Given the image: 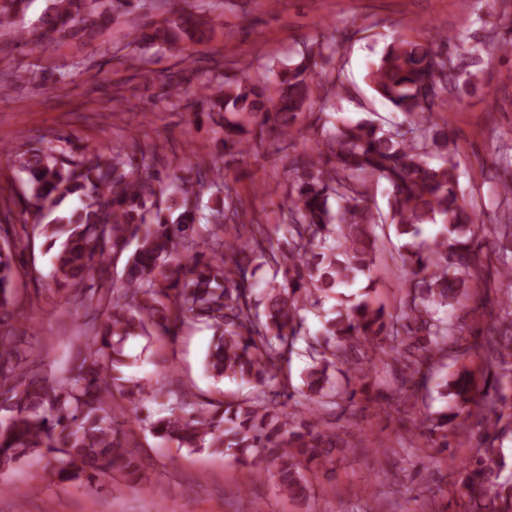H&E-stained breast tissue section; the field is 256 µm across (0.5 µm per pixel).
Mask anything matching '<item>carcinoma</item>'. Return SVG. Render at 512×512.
<instances>
[{"label": "carcinoma", "instance_id": "carcinoma-1", "mask_svg": "<svg viewBox=\"0 0 512 512\" xmlns=\"http://www.w3.org/2000/svg\"><path fill=\"white\" fill-rule=\"evenodd\" d=\"M140 0H48L37 24L17 18L28 0H0V28L14 30L20 44L52 41L87 30L83 23L138 7ZM181 15L154 23L152 32L128 33L127 46L172 49L184 30ZM467 36L445 33L440 44L396 38L366 75L369 87L393 110L381 121L340 120L322 127L321 138L302 166L288 170L274 239L265 224H238L240 201L223 183L217 165L187 161L195 177L173 178L169 194L155 189L159 178L133 155L110 159L87 148H60L52 141L10 151L25 174L29 206L46 222L32 236L54 251L52 278L85 308L105 318L77 337L78 361L65 375L49 380L21 364V340L0 333V471L8 472L35 454L48 452L50 479L59 483L121 473L134 486L150 483L118 416L139 417L149 393L119 383L123 346L134 337L174 339L183 327L201 323L212 330L206 370L215 378L252 386L249 397L215 405L170 393L166 414L143 419L163 444L189 451L230 454L255 474L270 473L291 500L304 496L305 464L330 459L343 439L322 414L337 399L356 391L336 389V373L367 374L361 347L392 335L390 352L418 369L447 348L451 334L441 309L456 308L475 279L484 236L483 211L460 192L457 148L448 120L436 115L460 102L458 78L465 71L448 55ZM295 67H276L261 57L239 76L213 84L203 77L195 95L199 123L224 127V150L231 156L275 133L287 137L305 124L322 62L337 53L338 41L317 44ZM389 188L387 211L371 206L366 182ZM208 201H203V198ZM393 228L407 268L401 315L391 324L385 307L367 294L344 293L372 281L376 263L375 228ZM436 225L429 240L422 227ZM500 252L512 253V214L495 225ZM0 325L20 316L13 295L16 254L22 239L12 224L0 225ZM124 260L118 277L111 267ZM265 267L270 276L256 278ZM110 282L95 295L99 282ZM341 294L334 316L309 333L301 311H317ZM488 364L495 379L512 383V321L498 328ZM308 359L305 389L279 381L293 354ZM454 401L417 426L439 448H448V429L463 427L475 402L471 373L463 368L442 385ZM502 415L490 404L475 437L481 446L466 467L469 500L464 512H512V487L498 482L506 468L495 448Z\"/></svg>", "mask_w": 512, "mask_h": 512}]
</instances>
